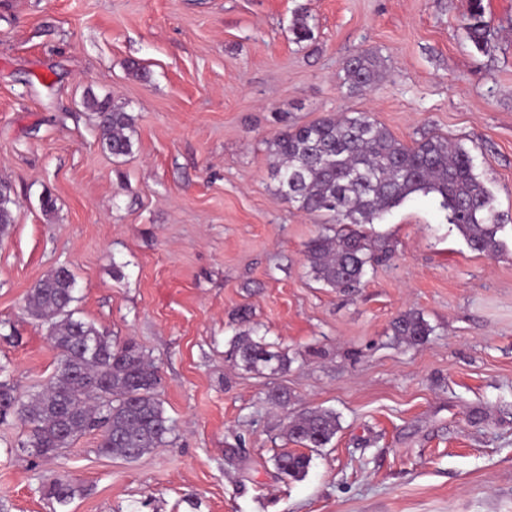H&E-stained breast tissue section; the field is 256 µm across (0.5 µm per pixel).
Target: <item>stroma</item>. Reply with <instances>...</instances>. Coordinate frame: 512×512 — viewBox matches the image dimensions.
I'll return each instance as SVG.
<instances>
[{
  "mask_svg": "<svg viewBox=\"0 0 512 512\" xmlns=\"http://www.w3.org/2000/svg\"><path fill=\"white\" fill-rule=\"evenodd\" d=\"M472 4L0 0V365L25 396L50 381L58 353L26 302L66 268L80 317L154 360L172 424L132 461L99 453L95 431L44 461L19 420L0 423V512H51L42 488L64 475L82 489L66 512H512V0H482L487 53L465 38ZM364 50L385 68L353 94L345 61ZM90 93L132 112L130 156L102 149ZM332 112L465 147L505 217L503 253L471 250L419 194L368 225L396 253L359 292L316 282L304 246L325 219L277 194L267 143ZM242 307L286 373L226 359ZM409 310L433 328L424 345L391 332ZM277 388L288 407L266 401ZM307 408L339 429L293 480L272 458Z\"/></svg>",
  "mask_w": 512,
  "mask_h": 512,
  "instance_id": "obj_1",
  "label": "stroma"
}]
</instances>
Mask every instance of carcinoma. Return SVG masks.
<instances>
[{"mask_svg": "<svg viewBox=\"0 0 512 512\" xmlns=\"http://www.w3.org/2000/svg\"><path fill=\"white\" fill-rule=\"evenodd\" d=\"M310 15L296 14L292 31L309 38ZM472 45L492 48L481 0H474L464 26ZM352 92L363 91L381 76V63L356 53L345 63ZM85 107L97 118L99 141L114 158L133 153L135 118L125 105L90 94ZM270 170L277 192L297 209L328 216L333 234L320 233L306 244L307 267L313 279L339 293H353L374 267L391 258L394 245L364 231L416 194L437 197L448 223L474 251L496 258L503 250L498 233L503 214L485 183L474 173L468 151L442 136L406 145L364 112L326 115L277 134L268 145ZM74 279L59 268L39 280L26 304L28 314L47 325L59 352L53 380L21 400L7 368L0 366V420L16 415L28 427L22 447L41 459L64 453L83 434L98 430L101 453L136 459L164 443L171 430L160 398L158 367L133 342L114 344L93 323L72 308ZM240 327L229 343L235 365L259 375L288 371V354L274 348L250 325V312L238 313ZM393 336L411 345L425 344L433 328L421 313L406 311L391 323ZM339 429L336 412L307 409L289 417L286 438L305 448H323ZM276 470L299 479L310 465L305 453L282 452L273 458ZM80 487L66 478L55 480L44 496L67 506Z\"/></svg>", "mask_w": 512, "mask_h": 512, "instance_id": "obj_1", "label": "carcinoma"}]
</instances>
